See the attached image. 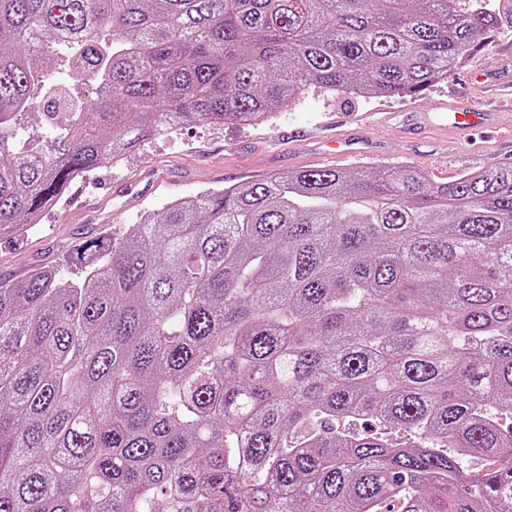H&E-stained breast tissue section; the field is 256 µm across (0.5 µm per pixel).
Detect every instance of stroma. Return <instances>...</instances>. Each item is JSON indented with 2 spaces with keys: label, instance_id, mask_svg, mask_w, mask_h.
Segmentation results:
<instances>
[{
  "label": "stroma",
  "instance_id": "obj_1",
  "mask_svg": "<svg viewBox=\"0 0 512 512\" xmlns=\"http://www.w3.org/2000/svg\"><path fill=\"white\" fill-rule=\"evenodd\" d=\"M511 59L512 25L505 23L479 42L461 68H477L489 77ZM478 94L453 74L414 95L355 98L312 89L292 110L263 125L193 122L161 132L129 153L122 167L103 166L72 182L39 224L0 238V276L17 278L42 265L77 278L70 258L79 244L125 236L145 211L207 188L298 170L401 162L447 182L465 171L512 163V122L506 120L494 136H478L472 144L434 128L406 134L400 127V118L421 112L439 121L440 105L463 104ZM479 95L490 104L496 92L490 87ZM338 131L363 150L361 160L328 155L323 139Z\"/></svg>",
  "mask_w": 512,
  "mask_h": 512
}]
</instances>
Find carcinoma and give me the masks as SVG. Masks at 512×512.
<instances>
[{"instance_id":"cac0c4a2","label":"carcinoma","mask_w":512,"mask_h":512,"mask_svg":"<svg viewBox=\"0 0 512 512\" xmlns=\"http://www.w3.org/2000/svg\"><path fill=\"white\" fill-rule=\"evenodd\" d=\"M486 0H0V236L189 121L416 94ZM76 107L17 147L62 45ZM0 277V512H512V165L208 190ZM482 458L473 472L462 460Z\"/></svg>"}]
</instances>
